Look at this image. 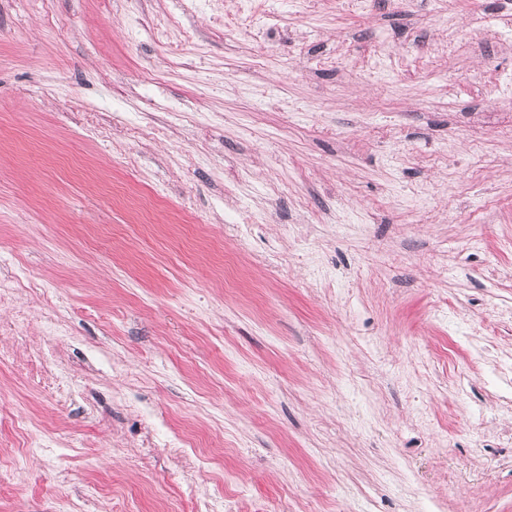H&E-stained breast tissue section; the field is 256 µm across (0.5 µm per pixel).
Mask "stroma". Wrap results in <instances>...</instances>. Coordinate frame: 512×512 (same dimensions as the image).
I'll return each instance as SVG.
<instances>
[{
    "label": "stroma",
    "mask_w": 512,
    "mask_h": 512,
    "mask_svg": "<svg viewBox=\"0 0 512 512\" xmlns=\"http://www.w3.org/2000/svg\"><path fill=\"white\" fill-rule=\"evenodd\" d=\"M510 72L512 0H0V512H512Z\"/></svg>",
    "instance_id": "stroma-1"
}]
</instances>
